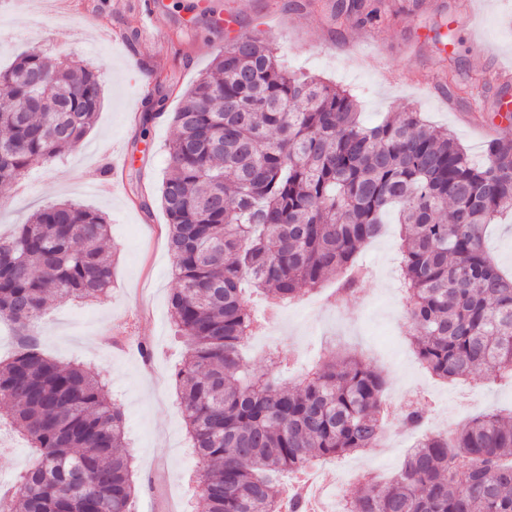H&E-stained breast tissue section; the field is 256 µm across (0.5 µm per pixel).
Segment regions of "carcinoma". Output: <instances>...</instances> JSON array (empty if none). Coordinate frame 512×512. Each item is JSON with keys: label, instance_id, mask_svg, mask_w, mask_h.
<instances>
[{"label": "carcinoma", "instance_id": "carcinoma-1", "mask_svg": "<svg viewBox=\"0 0 512 512\" xmlns=\"http://www.w3.org/2000/svg\"><path fill=\"white\" fill-rule=\"evenodd\" d=\"M383 0H336L332 19L378 23ZM42 80V108L30 107ZM444 86H474L449 59ZM0 184L76 149L100 105L96 73L38 50L0 70ZM161 184L176 288L171 320L186 352L180 410L201 467L205 512H305L275 479L314 458L372 448L386 378L364 359H323L285 386L280 363L253 371L241 350L255 322L244 284L291 301L338 282L339 300L368 278L361 250L399 210L409 336L425 369L453 383L479 371L512 380V276L484 246L512 217V136L473 163L419 112L361 123L333 84L288 71L271 41L227 40L172 115ZM110 224L65 201L0 234V320L15 347L0 359V399L33 461L4 512H131L136 494L124 415L103 378L48 357L36 336L49 301L93 299L112 283ZM345 512H512V412H489L451 437H427L399 474Z\"/></svg>", "mask_w": 512, "mask_h": 512}]
</instances>
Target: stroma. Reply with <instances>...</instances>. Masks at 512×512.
Returning <instances> with one entry per match:
<instances>
[{
    "instance_id": "1",
    "label": "stroma",
    "mask_w": 512,
    "mask_h": 512,
    "mask_svg": "<svg viewBox=\"0 0 512 512\" xmlns=\"http://www.w3.org/2000/svg\"><path fill=\"white\" fill-rule=\"evenodd\" d=\"M142 0H0L6 28L0 33V66L21 52L39 47L59 60L89 64L102 87L97 119L79 149L61 159L35 165L19 182L0 185V233L31 212L58 201H74L105 214L111 224L113 277L107 297L94 302H53L39 325L46 355L77 362L108 381L125 418L128 453L138 488L132 512H151L154 502L172 512H202L197 494L199 459L186 439L175 374L185 353L183 338L171 324L169 296L174 287L167 247V218L159 187L169 166L168 145L175 135L171 114L185 91L209 68L224 42L215 22L235 10L239 28L249 33L269 24L277 33L272 46L289 69L320 77L350 90L366 123L413 109L433 124L448 128L475 162L495 128L512 130L502 120L498 101H512V84L499 85L502 65L512 64V0H386L384 24L334 33L318 11H288L287 0H157L167 28L157 38L142 15ZM43 38L32 43L28 33ZM452 33L453 43L439 45L436 33ZM385 50L390 69L403 80L383 78L373 49ZM455 55L460 77L481 71L485 83L473 106L452 107L430 94L446 55ZM165 97V113L150 122L144 95ZM128 153L130 164L119 192L92 191L110 169L104 152ZM400 227L385 224L381 237L368 244L363 259L373 276L342 306H334L335 283H327L317 301L284 312L273 341L293 351L295 361L280 374L292 382L320 359L364 353L389 388L415 386L421 378L408 371L396 336L404 323L405 302L392 292L400 281ZM139 311V338L151 346L144 359L135 346L115 337L131 311ZM483 407L465 406L458 384L437 382L435 403L421 402L425 422L448 415L456 431L482 411L512 410V381L480 374ZM396 452L372 448L354 455L373 469L378 481L399 471L414 431L400 427ZM32 451L9 425L0 424V478L13 484L28 467Z\"/></svg>"
}]
</instances>
